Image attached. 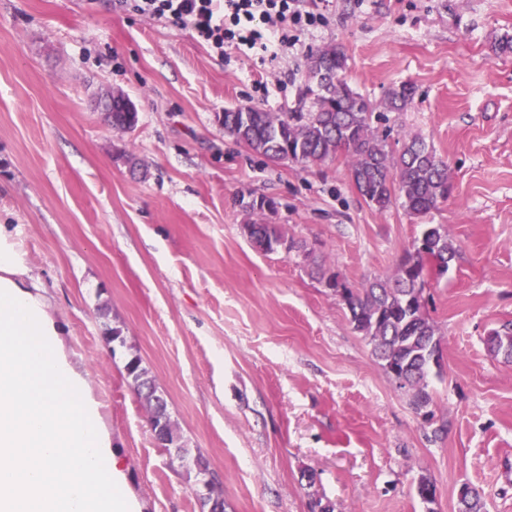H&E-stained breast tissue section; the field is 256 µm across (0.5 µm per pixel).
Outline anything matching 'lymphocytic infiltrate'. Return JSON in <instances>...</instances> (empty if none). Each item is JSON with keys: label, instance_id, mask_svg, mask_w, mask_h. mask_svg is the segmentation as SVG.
<instances>
[{"label": "lymphocytic infiltrate", "instance_id": "obj_1", "mask_svg": "<svg viewBox=\"0 0 512 512\" xmlns=\"http://www.w3.org/2000/svg\"><path fill=\"white\" fill-rule=\"evenodd\" d=\"M148 19L188 29L219 55L241 51L258 60L276 59L295 46L298 34L322 24L305 0H116Z\"/></svg>", "mask_w": 512, "mask_h": 512}]
</instances>
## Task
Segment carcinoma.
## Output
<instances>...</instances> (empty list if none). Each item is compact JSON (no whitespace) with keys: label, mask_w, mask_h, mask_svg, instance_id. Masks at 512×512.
<instances>
[{"label":"carcinoma","mask_w":512,"mask_h":512,"mask_svg":"<svg viewBox=\"0 0 512 512\" xmlns=\"http://www.w3.org/2000/svg\"><path fill=\"white\" fill-rule=\"evenodd\" d=\"M322 69L328 80H319ZM348 57L336 46L318 50L310 57L311 83L302 98H312L307 112H267L254 106L224 111V132L271 163L320 165L343 154L350 158L351 180L358 193L380 210L388 208L393 197L402 199L406 210L425 216L448 198V165L423 141L413 138L396 155L386 149L388 134H379L378 124L387 121L382 112L346 80ZM413 86L404 83L388 92V109L402 111L412 103ZM105 121L114 128L131 130L138 123V112L129 100L118 101ZM248 238L257 249L271 252L285 241L275 224L245 225ZM456 248L441 224H427L414 251L394 273L367 286L351 289L338 275L317 261L311 273L326 287L341 290L354 329L371 346V354L383 368H394L403 375L399 388L409 394L414 409L421 413L433 403L427 381L431 366L440 361L441 340L424 310L422 293L426 275L448 271ZM487 347L495 356L512 362V333H493ZM125 372L142 403L149 423H164L167 444L176 448L177 459L193 458L195 467L187 475L196 483L210 475L209 463L198 450L181 442L168 403L151 371L141 357L130 352ZM458 512H483L478 491L465 488L459 496Z\"/></svg>","instance_id":"obj_1"}]
</instances>
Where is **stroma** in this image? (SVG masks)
Masks as SVG:
<instances>
[{
    "label": "stroma",
    "mask_w": 512,
    "mask_h": 512,
    "mask_svg": "<svg viewBox=\"0 0 512 512\" xmlns=\"http://www.w3.org/2000/svg\"><path fill=\"white\" fill-rule=\"evenodd\" d=\"M324 25L268 64L222 60L190 30L113 0H0V224L41 285L84 375L138 512H202L173 452L155 442L124 371L134 350L226 512H457L462 487L512 512V363L487 336L512 328V0H321ZM340 47L352 89L389 112L388 149L423 139L451 192L425 217L355 189L346 156L273 164L224 132L225 109L297 112L307 62ZM125 93L134 129L97 103ZM266 197L275 210L247 211ZM302 251H257L248 224ZM457 255L428 281L441 338L428 376L433 421L374 359L341 296L391 274L424 224ZM124 328L126 347L105 324ZM314 482H307V472ZM434 504L416 494L420 477Z\"/></svg>",
    "instance_id": "1"
}]
</instances>
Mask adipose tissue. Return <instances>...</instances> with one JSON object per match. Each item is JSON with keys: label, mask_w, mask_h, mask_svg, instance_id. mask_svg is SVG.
Here are the masks:
<instances>
[{"label": "adipose tissue", "mask_w": 512, "mask_h": 512, "mask_svg": "<svg viewBox=\"0 0 512 512\" xmlns=\"http://www.w3.org/2000/svg\"><path fill=\"white\" fill-rule=\"evenodd\" d=\"M58 334L0 226V512H134Z\"/></svg>", "instance_id": "obj_1"}]
</instances>
